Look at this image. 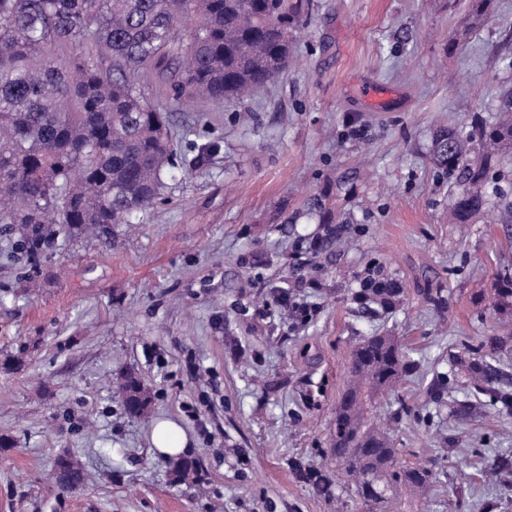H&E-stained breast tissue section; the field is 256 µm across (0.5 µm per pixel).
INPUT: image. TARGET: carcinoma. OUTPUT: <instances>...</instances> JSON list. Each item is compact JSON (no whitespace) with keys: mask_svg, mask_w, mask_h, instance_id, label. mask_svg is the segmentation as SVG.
Segmentation results:
<instances>
[{"mask_svg":"<svg viewBox=\"0 0 512 512\" xmlns=\"http://www.w3.org/2000/svg\"><path fill=\"white\" fill-rule=\"evenodd\" d=\"M491 2L469 0L472 23ZM311 13V0H0V229L35 258L62 230L107 234L153 209L178 162L167 107L137 78L154 76L175 99L242 101L288 69L292 32ZM500 97L494 123L476 116L469 132L441 127L432 137L451 224L479 223L492 203L512 223V86ZM365 281L354 294L364 311L385 313L404 296L378 270ZM493 311L512 316L507 266L496 273ZM497 349L495 340L466 347L457 375L512 414V380L494 365ZM414 368L392 336H366L351 352L329 453L365 512H396L401 492L421 497L434 482L431 468L401 461L369 418ZM117 393L128 415L145 413L149 396L136 373H121ZM167 463L178 480L195 469L186 456ZM55 470L63 488L83 485L70 454ZM292 470L317 496L335 497L328 472L300 462Z\"/></svg>","mask_w":512,"mask_h":512,"instance_id":"cac0c4a2","label":"carcinoma"}]
</instances>
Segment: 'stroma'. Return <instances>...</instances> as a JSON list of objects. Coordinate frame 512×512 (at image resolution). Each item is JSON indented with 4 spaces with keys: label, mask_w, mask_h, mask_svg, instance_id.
<instances>
[{
    "label": "stroma",
    "mask_w": 512,
    "mask_h": 512,
    "mask_svg": "<svg viewBox=\"0 0 512 512\" xmlns=\"http://www.w3.org/2000/svg\"><path fill=\"white\" fill-rule=\"evenodd\" d=\"M510 32L512 0L474 27L467 0H314L292 65L250 98L157 94L183 168L155 210L106 238L71 232L35 260L0 235V512H359L317 497L291 463L346 485L329 438L350 352L373 334L419 362L381 421L403 462L436 473L398 512H512V473L493 471L512 454V417L461 379L439 401L427 394L491 336L512 374V324L481 301L512 266V224L493 208L484 223H449L448 181L429 161L437 126L496 120L512 68L494 52ZM209 142L216 151L199 153ZM316 198L355 218L347 246L312 252L327 230ZM373 265L405 291L378 317L353 301ZM284 293L312 318L287 317ZM14 357L22 366L5 368ZM126 370L149 390L138 418L113 392ZM160 418L198 461L184 480L151 447ZM63 452L85 473L80 489L56 478Z\"/></svg>",
    "instance_id": "obj_1"
}]
</instances>
